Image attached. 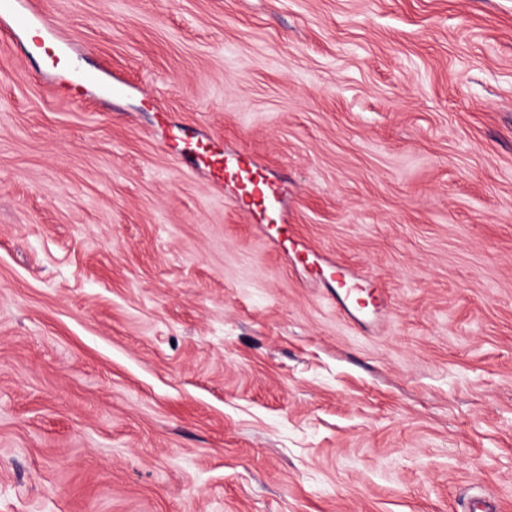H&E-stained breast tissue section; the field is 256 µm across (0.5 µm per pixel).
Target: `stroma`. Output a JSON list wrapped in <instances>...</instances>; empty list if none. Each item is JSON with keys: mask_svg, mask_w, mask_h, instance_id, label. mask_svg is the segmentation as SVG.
<instances>
[{"mask_svg": "<svg viewBox=\"0 0 512 512\" xmlns=\"http://www.w3.org/2000/svg\"><path fill=\"white\" fill-rule=\"evenodd\" d=\"M38 2L65 60L0 22V512H512V0ZM195 162L208 168L215 182L224 180V176L237 179L248 188V199L240 204L248 208L263 207L265 210L274 209L277 203L275 188L263 177L249 161L238 155H218L205 146L192 149Z\"/></svg>", "mask_w": 512, "mask_h": 512, "instance_id": "35a3bbf8", "label": "stroma"}]
</instances>
